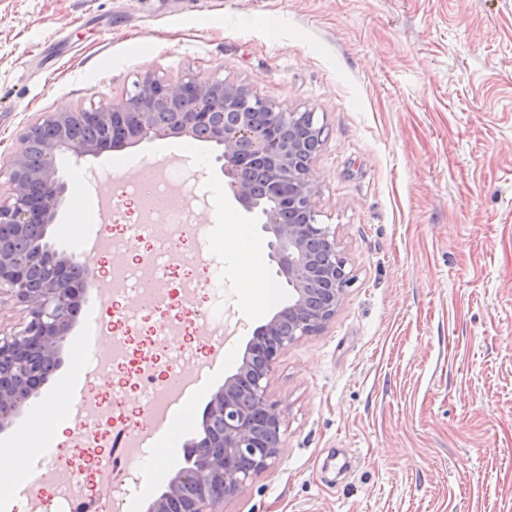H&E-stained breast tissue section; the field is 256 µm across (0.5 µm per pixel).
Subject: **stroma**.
Returning a JSON list of instances; mask_svg holds the SVG:
<instances>
[{"label": "stroma", "instance_id": "35a3bbf8", "mask_svg": "<svg viewBox=\"0 0 512 512\" xmlns=\"http://www.w3.org/2000/svg\"><path fill=\"white\" fill-rule=\"evenodd\" d=\"M247 85L282 111L319 113L313 203L336 232L354 279L325 328L288 347L269 377L284 410L274 466L224 512H512V0H0V161L47 112L121 99L144 72ZM188 148L186 195L205 196L199 224L245 222L217 150L155 139L98 157L64 158L65 194L48 239L84 252L74 203L110 187L117 220L132 160ZM248 226L273 293L224 268L203 300L237 325L224 365L164 437L175 469L204 410L236 373L255 329L288 300L260 226ZM141 308L95 304L84 292L64 349L90 319ZM69 361L0 432L53 421L32 407L65 396ZM148 470L99 484L105 512H144L162 491Z\"/></svg>", "mask_w": 512, "mask_h": 512}]
</instances>
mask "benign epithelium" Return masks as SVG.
I'll return each instance as SVG.
<instances>
[{"label":"benign epithelium","instance_id":"7a95c632","mask_svg":"<svg viewBox=\"0 0 512 512\" xmlns=\"http://www.w3.org/2000/svg\"><path fill=\"white\" fill-rule=\"evenodd\" d=\"M286 123L323 142L316 112H284L219 77L171 81L146 72L118 103L49 112L28 127L7 161L9 192L0 198V295L26 306L20 329L0 339V431L58 367L93 273L89 261L62 256L46 241L64 191L57 159L185 136L219 148L232 198L269 234V257L290 288L288 330L278 312L256 331L237 373L212 395L194 453L147 512H223L224 500L275 464L284 411L269 395V376L281 353L336 315L353 281L335 231L313 205V157L284 137Z\"/></svg>","mask_w":512,"mask_h":512}]
</instances>
